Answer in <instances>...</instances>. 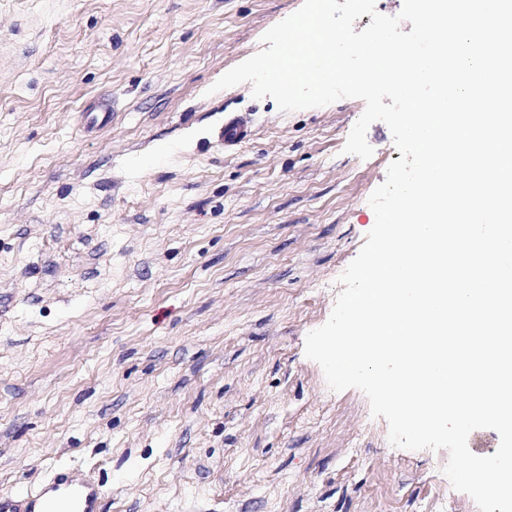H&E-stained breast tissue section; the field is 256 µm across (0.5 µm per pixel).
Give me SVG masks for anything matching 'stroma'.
<instances>
[{
  "instance_id": "obj_1",
  "label": "stroma",
  "mask_w": 512,
  "mask_h": 512,
  "mask_svg": "<svg viewBox=\"0 0 512 512\" xmlns=\"http://www.w3.org/2000/svg\"><path fill=\"white\" fill-rule=\"evenodd\" d=\"M302 3L0 0V490L78 468L98 512H479L446 450L392 446L304 354L401 157L388 127L363 160V100L211 90ZM250 135L249 124L246 118L234 116L224 121V126L217 130L218 140L224 147H233L244 141Z\"/></svg>"
}]
</instances>
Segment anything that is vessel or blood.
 <instances>
[{"label":"vessel or blood","instance_id":"vessel-or-blood-1","mask_svg":"<svg viewBox=\"0 0 512 512\" xmlns=\"http://www.w3.org/2000/svg\"><path fill=\"white\" fill-rule=\"evenodd\" d=\"M250 134L246 118L234 116L217 130L218 140L233 147ZM101 488L83 472L72 468L58 473L54 480L37 491H0V512H55V503L66 505L65 512H97Z\"/></svg>","mask_w":512,"mask_h":512}]
</instances>
